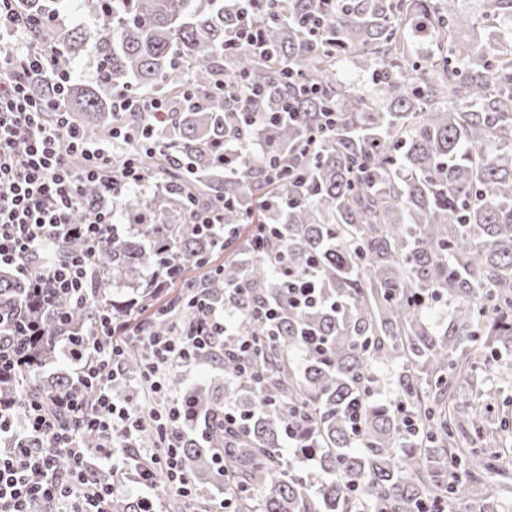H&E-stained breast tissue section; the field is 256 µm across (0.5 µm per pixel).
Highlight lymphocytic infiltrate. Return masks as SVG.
Returning a JSON list of instances; mask_svg holds the SVG:
<instances>
[{
    "mask_svg": "<svg viewBox=\"0 0 512 512\" xmlns=\"http://www.w3.org/2000/svg\"><path fill=\"white\" fill-rule=\"evenodd\" d=\"M17 0H0V267H10L28 282L12 309L0 310V376L19 374L31 358L32 337L41 328L34 308L55 306L62 298L85 303L98 265L112 211L85 208L83 189L95 184L103 197L149 180L139 167V151H153L151 126L120 125L111 142L86 139L82 128L63 111L61 96L72 72L53 75L51 93L37 95L35 75L47 72L49 50L38 36L58 31V18L44 20L21 14ZM82 222H75L77 210ZM83 240L79 252L58 256L55 245ZM195 317L173 335L146 337L147 388L136 396L114 398L111 384L120 372L123 340L141 334L134 316H102L94 339L84 348L61 343L72 381L55 394L52 408L36 400L0 402V437L15 441L0 454V512H111L117 494L130 495L137 512H164L162 491L189 497L193 484L182 440L193 417L185 395L170 394L168 376L195 362L198 350L223 353L233 342L242 371L256 373L255 339L231 310L196 296ZM95 389L86 404L84 392ZM151 424L158 449L142 447L139 432ZM97 435L100 461L112 474L100 482L82 445L84 435Z\"/></svg>",
    "mask_w": 512,
    "mask_h": 512,
    "instance_id": "obj_1",
    "label": "lymphocytic infiltrate"
}]
</instances>
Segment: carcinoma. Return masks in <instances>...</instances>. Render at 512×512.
Wrapping results in <instances>:
<instances>
[{"mask_svg":"<svg viewBox=\"0 0 512 512\" xmlns=\"http://www.w3.org/2000/svg\"><path fill=\"white\" fill-rule=\"evenodd\" d=\"M62 2L20 0L40 15L61 14ZM274 2L254 16L261 57L231 41L235 0H87L94 39L61 31L60 67L82 51L101 65L96 84L71 82L64 101L89 139L136 121L115 115L114 85L163 99L170 115L151 120L158 149L140 158L156 190L124 193L129 231L104 240L88 301L62 299L43 314L32 369L1 379L0 397L64 391L69 375L48 378L46 366L66 334L87 333L107 311L140 314L148 335L179 329L192 310L175 283L190 277L210 300L238 306L256 340L261 377L227 355L224 382L189 392L200 431L183 442L189 473L224 485L229 509L438 512L444 493L464 512H498L512 480V399L467 413L457 384L478 388L479 365L512 348V0H482L484 44L460 34L461 0H340L315 36L318 0ZM410 33L433 48L414 54ZM349 57L368 90L341 78ZM222 78L238 83L224 94ZM302 84L320 94L292 100ZM226 144L240 150L234 171L220 157ZM221 204L224 235L187 223L189 209ZM259 224L275 236L261 239ZM283 258L323 306L291 305L274 272ZM142 270L170 287L136 280ZM24 288L0 268V303ZM269 305L271 322L260 315ZM438 305L451 306L445 326L428 317ZM313 332L327 351L305 350ZM144 362L143 345L128 343L123 364L138 372ZM385 362L391 401L375 372ZM226 409L243 420L227 427ZM408 419L425 436L411 435ZM290 425L317 449L318 471L282 466Z\"/></svg>","mask_w":512,"mask_h":512,"instance_id":"carcinoma-1","label":"carcinoma"}]
</instances>
